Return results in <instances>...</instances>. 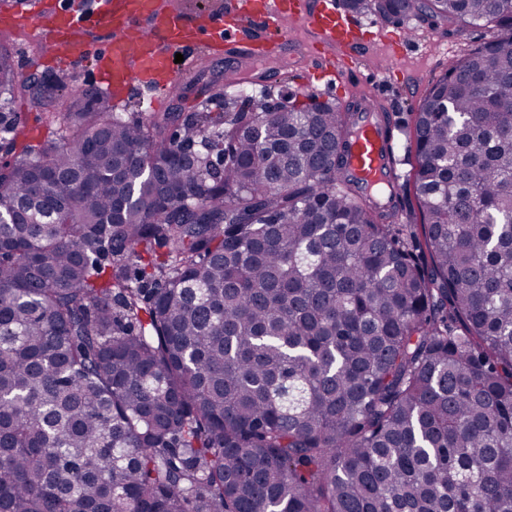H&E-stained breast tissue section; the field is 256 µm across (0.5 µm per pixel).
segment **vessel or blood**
Here are the masks:
<instances>
[{
  "instance_id": "b4317fda",
  "label": "vessel or blood",
  "mask_w": 512,
  "mask_h": 512,
  "mask_svg": "<svg viewBox=\"0 0 512 512\" xmlns=\"http://www.w3.org/2000/svg\"><path fill=\"white\" fill-rule=\"evenodd\" d=\"M292 22L315 34L313 57L318 61L326 50L338 48L348 54L372 36L334 0H235L227 16H211L200 24L166 12L160 0H101L92 13H76L58 2L33 22L32 29L52 42L64 64L97 54L102 84L119 92H141L152 104L175 87L179 66L202 63L203 51L196 44L199 35H210L228 46L249 42L250 57L267 60L278 56L287 43ZM98 24L109 28L111 38L97 53L88 36ZM254 24L259 27L255 33L250 30ZM174 47L180 48L183 63H175L170 53ZM392 148L391 137L373 119H362L352 144L353 165L367 185L380 184L382 159Z\"/></svg>"
}]
</instances>
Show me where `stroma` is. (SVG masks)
<instances>
[{
    "label": "stroma",
    "instance_id": "obj_1",
    "mask_svg": "<svg viewBox=\"0 0 512 512\" xmlns=\"http://www.w3.org/2000/svg\"><path fill=\"white\" fill-rule=\"evenodd\" d=\"M358 22L380 32L396 31L403 26L415 33L413 41L399 53L388 52L377 44H369L355 51L348 65L350 75L333 77L320 73L311 63L310 35L297 27H289L288 43L274 59L256 61L249 58L242 48H224L219 55L210 57V64H223L224 82L234 89L256 95L267 87L278 86L280 79H287L295 91L312 94L322 101L348 106L345 97L347 85L359 79L371 78L375 91L384 95L393 111L396 126L393 130L394 151L399 162L398 188L400 202L404 208L415 207L416 199L412 185V166L415 159L413 126L418 105L430 87L448 68L449 59L459 57L466 49L477 47L498 35L496 27L471 26L461 22L449 23L428 19L420 21L404 19L396 25L383 21L373 14H361ZM30 27H4L0 34L8 36L13 43L15 66L26 74H55L76 89L94 87L91 76L92 63L74 67L52 62L51 52L38 55L28 48Z\"/></svg>",
    "mask_w": 512,
    "mask_h": 512
}]
</instances>
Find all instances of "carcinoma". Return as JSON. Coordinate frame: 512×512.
I'll return each mask as SVG.
<instances>
[{
    "mask_svg": "<svg viewBox=\"0 0 512 512\" xmlns=\"http://www.w3.org/2000/svg\"><path fill=\"white\" fill-rule=\"evenodd\" d=\"M342 2L500 31L418 106L417 224L356 112L204 65L131 118L0 42V512H512V0Z\"/></svg>",
    "mask_w": 512,
    "mask_h": 512,
    "instance_id": "cac0c4a2",
    "label": "carcinoma"
}]
</instances>
